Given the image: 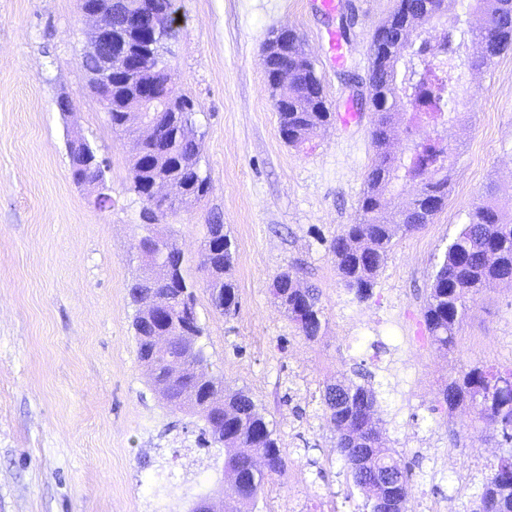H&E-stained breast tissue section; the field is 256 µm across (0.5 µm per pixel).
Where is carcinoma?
I'll list each match as a JSON object with an SVG mask.
<instances>
[{"mask_svg":"<svg viewBox=\"0 0 512 512\" xmlns=\"http://www.w3.org/2000/svg\"><path fill=\"white\" fill-rule=\"evenodd\" d=\"M93 2L112 9L115 26L123 22V12H138L150 4V0ZM474 2L482 15L478 29L469 25L464 0H446L436 23L429 22L427 0H396L373 39L368 99L376 117L375 158L366 175L355 222L344 225L329 242L342 281L360 301L372 295L376 276L394 242L431 223L448 198L459 151L442 141L438 128L467 115L469 101L460 98L458 69H487L512 48V9L503 5L504 0ZM468 39L480 50L462 59L455 42ZM266 50L270 73L284 68L290 76L288 104L276 109L280 134L289 144L301 143L330 118V113L322 111V82L298 35H288L284 56L271 42ZM126 71L127 63L114 65L109 121L114 131L132 133L128 109L139 90L127 82ZM178 99L185 113L177 119L168 109L155 112L158 136L144 144L131 168V191L139 198L158 180L170 183L172 213L206 196L209 180L200 165V140L184 133L185 123H196L194 105L181 94ZM401 127L421 129L424 135L408 140L404 152L396 156L389 145ZM69 156L72 170L87 179L98 178L100 168L106 167L90 163L99 154L88 144L70 151ZM401 184L415 185L416 194L410 205L392 211L389 196ZM205 228L203 246L210 252L208 286L224 290L222 314L232 316L238 308L237 286L231 277L232 242L220 222ZM144 240L156 259L170 265L172 273L168 282L161 284L153 270L146 268L144 275L129 285L139 361L172 408L204 421L202 446L224 449V471L247 470L250 460L256 458L263 462L266 472L253 469L252 485L242 490L232 483L225 493L224 512H237L240 502L257 500L265 475L285 473L279 439L248 393L227 387L223 378L209 371L202 346L186 352V342L203 336L196 312V281L187 273L183 252L174 248L171 236L151 228ZM504 281L512 282V202L503 203L498 187L491 182L432 275L423 319L434 344L453 349L469 299ZM158 294L166 296L169 304V312L162 318L149 308V301ZM272 295L302 336L310 341L318 338L324 314L317 288L285 270L274 279ZM442 399L450 412L467 406L476 419L500 427L503 440L512 447V368L494 371L470 365L459 377L448 380ZM322 404L333 428L334 450L342 457L354 487L366 495L370 509L376 508L378 491L358 464V452L363 448L367 449L369 468L400 470L404 480L389 493L388 509L406 512L399 501H407L410 467L382 442L370 443L377 432L375 392L338 378L325 385ZM478 497L484 512H512V451L491 466Z\"/></svg>","mask_w":512,"mask_h":512,"instance_id":"obj_1","label":"carcinoma"}]
</instances>
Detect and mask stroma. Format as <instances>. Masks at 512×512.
Here are the masks:
<instances>
[{
	"instance_id": "stroma-1",
	"label": "stroma",
	"mask_w": 512,
	"mask_h": 512,
	"mask_svg": "<svg viewBox=\"0 0 512 512\" xmlns=\"http://www.w3.org/2000/svg\"><path fill=\"white\" fill-rule=\"evenodd\" d=\"M349 4L356 20L334 64L324 36L338 17L315 0H176L167 60L194 103L210 188L168 215L165 231L197 283L213 372L274 423L287 461L253 512H366L320 399L341 374L376 392L380 434L411 467L408 512H471L504 450L498 429L447 410L439 389L472 364L512 367V285L476 295L449 351L429 338L423 307L478 195L492 181L512 188V50L465 78L473 115L458 126L448 199L395 243L360 301L328 245L354 221L375 155L372 113L350 128L339 115L356 108L395 0ZM85 27L81 0H0V512H188L197 497L224 493V453L200 447L202 421L172 410L138 360L128 286L145 219L130 190L134 143L113 132L90 90ZM281 28L303 38L331 114L295 146L279 135L262 55ZM80 137L106 161V206L71 178L67 141ZM215 218L234 245L231 317L213 308L203 270ZM285 269L321 291L316 340L273 302Z\"/></svg>"
}]
</instances>
